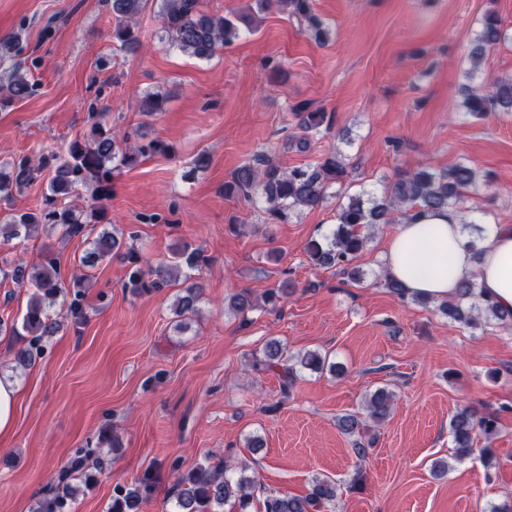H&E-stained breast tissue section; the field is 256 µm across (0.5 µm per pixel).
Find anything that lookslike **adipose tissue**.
Returning <instances> with one entry per match:
<instances>
[{"label":"adipose tissue","mask_w":512,"mask_h":512,"mask_svg":"<svg viewBox=\"0 0 512 512\" xmlns=\"http://www.w3.org/2000/svg\"><path fill=\"white\" fill-rule=\"evenodd\" d=\"M469 241L455 211L428 212L399 225L381 262L407 294L449 299L472 277L500 309L512 311V225H489L479 242L480 255H473Z\"/></svg>","instance_id":"adipose-tissue-1"}]
</instances>
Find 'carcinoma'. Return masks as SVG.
Segmentation results:
<instances>
[{"mask_svg": "<svg viewBox=\"0 0 512 512\" xmlns=\"http://www.w3.org/2000/svg\"><path fill=\"white\" fill-rule=\"evenodd\" d=\"M148 0H111L115 25L112 42L119 49L135 51L140 46L136 17ZM257 12L277 10L296 19L315 38L322 42L327 31L321 18L314 12L313 0H255ZM159 16L168 41L196 58L209 59L239 35L238 22L247 26L256 22V16L226 17L212 15L198 9V0H161ZM503 35L501 20L493 11H487L480 20V31L472 48L473 65H478L486 50L497 44ZM35 88L29 73L20 63L9 70L7 83L0 86V105L7 106L15 100L29 97ZM166 98L149 94L140 103L139 110L153 115L163 110ZM464 107L473 116L484 117L495 112H512V78L497 81L490 90L476 86L465 94ZM298 127L309 133L318 131L327 119L324 112L294 111ZM168 145L158 139L143 143L117 144L112 128L96 122L86 138H75L67 144L66 155L55 152L42 153L32 159L22 156L0 166V238L5 242L21 236L27 238L39 229L58 228L61 237L74 239L93 234L92 227L107 224V205L112 199V180L115 171L134 167L153 154H165ZM43 172L50 174L49 193L43 196L39 208L20 211L12 208L15 194L33 182ZM349 171L336 152L314 166L294 167L288 171L265 156L252 164L239 167L231 179L224 182V195L244 197L262 205L267 218L286 223L291 214L303 209H315L326 198V191L334 184L344 185ZM479 174L471 166L458 163L446 171L431 172L425 168L401 175L391 186L389 195L372 200L362 193L351 194L343 189L339 196L336 225L321 241H313L306 248L310 263L316 267L338 269L354 283L363 282L365 273L356 260L371 241L376 226L380 224L411 223L425 212L467 205V211H479L470 203V196L477 194ZM91 190L90 211L65 200L81 189ZM123 238L110 230L96 233L93 247L81 260L84 266H93L112 258L113 252L123 248ZM128 262L126 287L137 293L159 291L176 282L183 275V267L198 266L196 251L184 246L166 260L152 266L134 251L125 253ZM0 279L12 281L17 286L32 289V294L21 322L0 319V333L27 336L28 344L14 358L20 367H28L41 355L42 342L56 335L64 321L52 312L58 297L73 290L67 311L76 319L85 317L81 302L82 288L89 280L83 272L74 274L64 282L53 253L42 254L37 263L26 264L0 257ZM201 284L191 283L181 290L173 302V313L185 321L198 314ZM258 307V302L248 290L233 294L228 309L236 315L247 317ZM438 310L449 319L466 327L487 326L512 321V311H503L477 287L474 279L464 280L457 296L443 300ZM328 365L327 358L318 351L290 355L288 347L276 339L268 341L263 355L253 360L259 372L279 370L283 387H293L300 369L321 372ZM394 394L383 387L365 397L364 413H350L338 418L340 431L353 438V452L358 460L369 454L372 440L363 438L367 421H383L392 411ZM451 432L456 443V458L463 460L474 454L487 462L492 449L474 448V435L488 438L496 432L497 419L491 414L477 415L470 408L460 409L451 419ZM109 429L102 428L93 448H80L59 472L50 488L35 500L32 512H73L77 479L86 486L95 484L105 467L101 448L112 444ZM173 471V512H249L253 502H258L259 512H313L336 500L340 485L330 478L316 477L310 492L304 496L264 491L260 480L248 473L244 464L233 469L222 457L211 456L205 462L183 470L176 462ZM155 477L150 472L135 478L129 484L118 485L112 496L109 512H142L153 497Z\"/></svg>", "mask_w": 512, "mask_h": 512, "instance_id": "obj_1", "label": "carcinoma"}]
</instances>
